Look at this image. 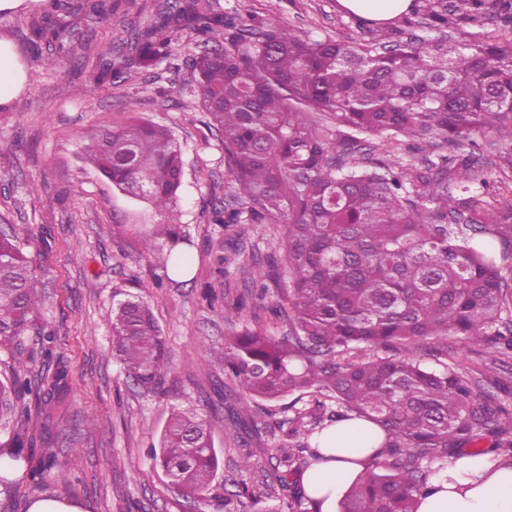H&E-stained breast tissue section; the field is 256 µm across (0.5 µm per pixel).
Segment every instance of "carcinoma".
Returning <instances> with one entry per match:
<instances>
[{"label": "carcinoma", "instance_id": "carcinoma-1", "mask_svg": "<svg viewBox=\"0 0 512 512\" xmlns=\"http://www.w3.org/2000/svg\"><path fill=\"white\" fill-rule=\"evenodd\" d=\"M31 23V43L59 38L50 11ZM425 16L437 32L486 21L512 25V0H460L453 11L419 0L401 25L371 41L301 38L274 18L238 28L235 16L200 0H174L135 34L136 63L171 58L170 29L190 30L202 42L222 27L225 45L192 60L190 91L224 146L236 206L216 208L212 221L278 224L284 258L257 272L260 294L275 288L276 333L244 328L227 337L215 357L224 378L242 393L229 407L236 425L257 429L258 401L292 400L273 424L284 436L264 449L268 481H245L224 491L222 512H315L292 476L315 459L321 433L365 419L386 432L382 451L339 502V512H416L431 480L467 455L485 436L512 465V398L498 377L500 357L512 356V203L498 207L474 187V155L416 170L400 162H366L357 140L334 138V128L376 135L403 134L429 146L454 147L473 132L491 133L479 147L512 171V42L485 34L468 44L448 39L404 40ZM97 77L81 88L91 101L112 79L97 57ZM83 159L134 200L147 202L162 224L143 237L163 269L188 266L176 251L183 152L167 128L143 118L114 121L83 148ZM165 237L169 248L157 243ZM35 267L18 237L0 230V339L14 346L18 373L0 382V496L22 482L35 491L68 467L42 437L40 457L18 430L31 396L44 408L68 389L67 366L32 375L40 354L54 357L57 337L37 325L41 299ZM112 353L125 378L145 393L163 390L170 352L151 308L129 294L112 309ZM34 335L30 345L27 336ZM455 336L472 352L495 354L474 369L448 352L439 365L422 363L417 344ZM498 392H477L479 380ZM151 458L181 497L207 502L216 489L219 456L204 416L174 408Z\"/></svg>", "mask_w": 512, "mask_h": 512}]
</instances>
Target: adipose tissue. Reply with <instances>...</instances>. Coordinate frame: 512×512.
Here are the masks:
<instances>
[{
    "instance_id": "obj_1",
    "label": "adipose tissue",
    "mask_w": 512,
    "mask_h": 512,
    "mask_svg": "<svg viewBox=\"0 0 512 512\" xmlns=\"http://www.w3.org/2000/svg\"><path fill=\"white\" fill-rule=\"evenodd\" d=\"M27 78L11 43L0 38V104L17 96ZM383 439V431L366 420L342 422L324 434L321 460L301 478L317 512H335L337 501L372 462ZM417 512H512V466L497 467L482 456L462 458L449 468L447 478L433 479Z\"/></svg>"
}]
</instances>
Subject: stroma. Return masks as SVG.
Returning <instances> with one entry per match:
<instances>
[{"instance_id": "1", "label": "stroma", "mask_w": 512, "mask_h": 512, "mask_svg": "<svg viewBox=\"0 0 512 512\" xmlns=\"http://www.w3.org/2000/svg\"><path fill=\"white\" fill-rule=\"evenodd\" d=\"M210 2L215 10L237 12L245 23L276 13L284 32L302 37L363 44L383 28L344 10L339 0ZM167 3L112 0L110 17L102 20L93 11L94 0H65L58 17L73 29L39 56L31 53L28 36L33 17L44 12L43 0L0 13V37L12 41L30 70L20 95L0 104V226L18 235L33 261L42 301L38 319L54 329L56 351L69 370L65 398L50 414L32 413L25 431L37 447L43 428L60 436L70 466L54 482L70 485V498L83 512H192L147 455L172 408L211 415L220 452L218 484L240 480L243 455H261L275 444L266 427L278 403H264L259 412L261 434L243 437L227 411L236 387L225 384L221 365L201 360L203 345H223L236 332L224 319V301L243 294L251 273L232 252L222 251V230L212 222L213 210L233 196L222 143L208 131L207 116L192 96L168 94L171 83L190 81L201 45L189 30L175 29L169 61L149 68L132 64L136 32ZM81 40L97 45L113 69L111 82L89 102L72 92L96 73L93 62L69 57L72 43ZM132 116L169 127L182 146L177 249L191 264L187 275L166 274L145 253L141 237L159 220L154 210L125 197L81 159L84 138ZM361 147L367 158L419 168L440 155L402 136L367 134ZM229 233L258 265L283 256L278 225L238 224ZM207 287L208 301L201 297ZM128 293L150 305L172 349L163 392L147 394L132 385L112 356V306ZM220 384L226 406L214 413L208 402Z\"/></svg>"}]
</instances>
